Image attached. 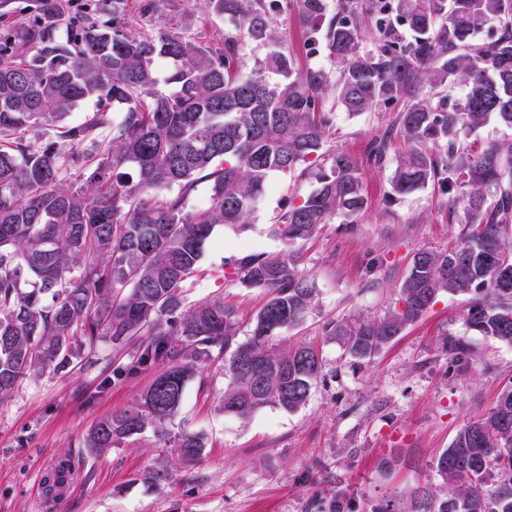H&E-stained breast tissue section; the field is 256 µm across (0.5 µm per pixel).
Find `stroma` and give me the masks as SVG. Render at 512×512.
Masks as SVG:
<instances>
[{"label": "stroma", "mask_w": 512, "mask_h": 512, "mask_svg": "<svg viewBox=\"0 0 512 512\" xmlns=\"http://www.w3.org/2000/svg\"><path fill=\"white\" fill-rule=\"evenodd\" d=\"M126 18L136 30L156 19L214 47L237 31L234 21L205 14L196 0H159L151 20L141 16L138 0H127ZM273 27L272 43L241 37L244 71L276 45L295 56L300 71L335 76L324 39L305 33L293 5H284ZM323 109L330 117L323 153L341 151L358 161L366 207L337 217L309 241L286 245L273 228L289 202H302L316 183L273 175L249 224L216 227L182 285L185 306L221 300L233 308L243 342L268 295L242 283L237 259L293 253L313 285V302L304 322L274 344L318 347L323 368L307 402L294 411L268 406L245 419L225 413L219 357L187 382L166 434L149 430L95 454L85 446L95 424L134 406L164 368L159 362L133 371L132 347L102 339L84 348L76 368L25 376L0 403V512H329L337 499L352 512H404L416 489L434 483L438 454L512 386V347L467 328L465 295L439 294L368 359L351 358L327 336L328 323L374 319L399 307L414 254L446 249L462 226L449 220L452 202L439 189L391 199V175L407 150L396 109L352 115L331 90ZM375 141L386 144L380 162L369 155ZM449 335L470 343L469 359L459 362L444 351ZM185 433L206 445L190 466L174 447ZM63 459L72 475L64 497L54 500L44 479Z\"/></svg>", "instance_id": "1"}]
</instances>
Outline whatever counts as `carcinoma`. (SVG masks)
Listing matches in <instances>:
<instances>
[{
	"mask_svg": "<svg viewBox=\"0 0 512 512\" xmlns=\"http://www.w3.org/2000/svg\"><path fill=\"white\" fill-rule=\"evenodd\" d=\"M28 2L30 15L0 32V402L21 377L66 368L76 347L108 337L118 346L140 341L131 370L160 360L168 367L135 406L95 425L86 440L94 452L150 427L164 431L198 366L223 355L225 413L247 418L267 406H302L322 371L318 348L270 346L304 321L313 299L293 255L238 259L242 282L268 294L244 342L232 308L206 301L186 309L180 288L214 227L248 223L274 174H310L317 183L275 225L289 245L365 207L358 162L322 153L328 76H297L296 60L281 50L246 73L234 36L214 48L164 23L135 32L124 21L126 0H110L104 21L101 6L73 13L62 0ZM293 2L304 30L323 34L339 67L345 111L399 106L408 150L392 195L437 186L465 204L458 243L414 255L401 308L331 322L328 335L351 357L367 358L445 292L471 296V331L512 345V274L503 275L512 270V142L465 144L491 119L512 128V0H336L329 24L326 0ZM200 4L256 39L272 37L280 10L279 0ZM392 13L413 40L400 38ZM365 15L377 31L369 51L361 50ZM488 24L495 35L474 45ZM160 60L168 64L163 76ZM455 85L464 88L457 101L444 95ZM88 101L93 114L68 123ZM47 127L60 132L45 139ZM75 166L80 183L69 181ZM203 180L210 204L190 211L188 197ZM247 357L265 364L261 376L242 371ZM204 448L198 435L175 440L187 464ZM435 471L440 484L416 489L411 512H512V386L458 432ZM494 472L501 481L489 494L484 483Z\"/></svg>",
	"mask_w": 512,
	"mask_h": 512,
	"instance_id": "cac0c4a2",
	"label": "carcinoma"
}]
</instances>
